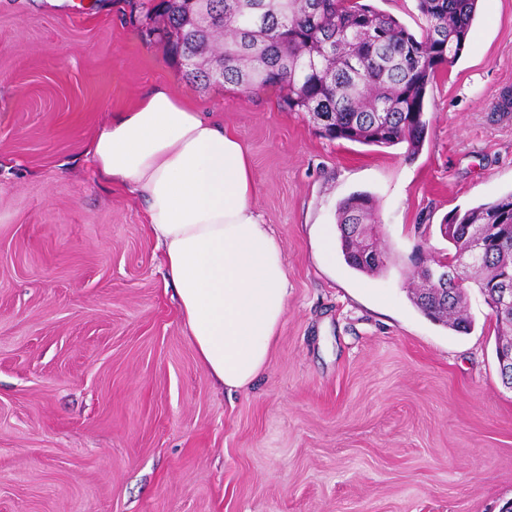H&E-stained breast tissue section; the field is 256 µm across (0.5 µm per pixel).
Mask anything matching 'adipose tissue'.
I'll use <instances>...</instances> for the list:
<instances>
[{"label":"adipose tissue","mask_w":512,"mask_h":512,"mask_svg":"<svg viewBox=\"0 0 512 512\" xmlns=\"http://www.w3.org/2000/svg\"><path fill=\"white\" fill-rule=\"evenodd\" d=\"M87 153L98 174L144 203L200 364L227 391L248 388L286 313L288 271L254 211L241 139L160 85L111 115Z\"/></svg>","instance_id":"obj_1"}]
</instances>
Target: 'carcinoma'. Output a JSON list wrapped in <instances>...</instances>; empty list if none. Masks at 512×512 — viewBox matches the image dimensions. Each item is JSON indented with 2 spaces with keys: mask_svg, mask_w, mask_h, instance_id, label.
Here are the masks:
<instances>
[{
  "mask_svg": "<svg viewBox=\"0 0 512 512\" xmlns=\"http://www.w3.org/2000/svg\"><path fill=\"white\" fill-rule=\"evenodd\" d=\"M423 20L414 34L390 13L358 0H141L132 4L148 21V37L166 44L185 76L204 85L229 84L252 93L279 91V104L303 112L326 138L368 146L424 141L429 86L459 58L478 0H416ZM378 223L373 197L355 193L341 202L338 230L345 261L360 273L383 272L354 246L355 233ZM449 247L437 262L462 267L459 280L439 291L421 284L415 307L452 330H466L467 290L475 287L495 319L496 341L512 340V306L494 291L512 289V192L445 221Z\"/></svg>",
  "mask_w": 512,
  "mask_h": 512,
  "instance_id": "carcinoma-1",
  "label": "carcinoma"
}]
</instances>
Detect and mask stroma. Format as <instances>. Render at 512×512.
Instances as JSON below:
<instances>
[{
  "label": "stroma",
  "mask_w": 512,
  "mask_h": 512,
  "mask_svg": "<svg viewBox=\"0 0 512 512\" xmlns=\"http://www.w3.org/2000/svg\"><path fill=\"white\" fill-rule=\"evenodd\" d=\"M125 0H0V512H501L512 389L494 322L426 318L407 277L439 226L512 192V0H480L426 97L416 155L320 136L280 108L183 77ZM166 85L233 130L288 307L251 387L200 365L144 205L87 161L116 112ZM371 194L387 271L324 259L340 203Z\"/></svg>",
  "instance_id": "35a3bbf8"
}]
</instances>
